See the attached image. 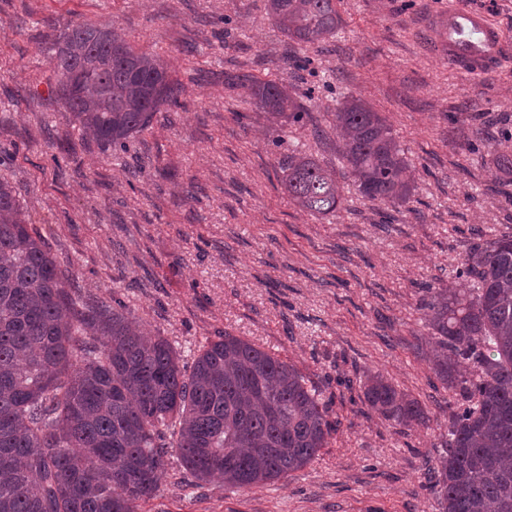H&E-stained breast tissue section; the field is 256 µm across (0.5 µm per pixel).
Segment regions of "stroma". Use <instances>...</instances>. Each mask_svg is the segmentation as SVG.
Masks as SVG:
<instances>
[{
	"label": "stroma",
	"instance_id": "stroma-1",
	"mask_svg": "<svg viewBox=\"0 0 512 512\" xmlns=\"http://www.w3.org/2000/svg\"><path fill=\"white\" fill-rule=\"evenodd\" d=\"M485 12L509 43L463 75L432 26L449 4ZM332 39L277 29L266 0H0V180L65 269L73 298L122 303L168 338L184 373L223 334L293 365L337 427L282 482L195 485L170 454L140 512H439L430 489L456 396L435 375L419 305L460 287L476 237L512 233V0H339ZM111 22L169 62L178 105L115 149L64 106L50 58L69 24ZM293 85L302 119L270 124L234 76ZM358 97L410 162V200L360 197L332 113ZM335 170L343 204L299 210L280 184L293 149ZM417 400L397 424L364 400L366 373Z\"/></svg>",
	"mask_w": 512,
	"mask_h": 512
}]
</instances>
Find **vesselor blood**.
Returning <instances> with one entry per match:
<instances>
[{"label":"vessel or blood","instance_id":"obj_1","mask_svg":"<svg viewBox=\"0 0 512 512\" xmlns=\"http://www.w3.org/2000/svg\"><path fill=\"white\" fill-rule=\"evenodd\" d=\"M437 32L449 62L460 72H485L495 68L503 56L506 38L481 12L450 7L440 19Z\"/></svg>","mask_w":512,"mask_h":512}]
</instances>
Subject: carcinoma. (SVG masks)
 I'll return each mask as SVG.
<instances>
[{
  "mask_svg": "<svg viewBox=\"0 0 512 512\" xmlns=\"http://www.w3.org/2000/svg\"><path fill=\"white\" fill-rule=\"evenodd\" d=\"M287 37L315 44L336 34V0H267ZM51 64L66 108L86 133L124 147L152 115L177 102L157 54L106 24L67 26ZM275 121L300 105L273 80L236 77ZM357 193L405 203L408 161L380 113L359 98L333 113ZM282 186L313 215L338 210L336 176L300 150L281 164ZM463 291L423 307L435 375L460 396L433 468L440 512H512V235L478 239ZM45 242L0 181V512H139L175 448L198 484L250 489L285 479L319 456L333 423L291 365L239 336L203 346L184 374L168 339L146 336L122 308L78 303ZM367 404L398 424L424 419L380 375Z\"/></svg>",
  "mask_w": 512,
  "mask_h": 512,
  "instance_id": "obj_1",
  "label": "carcinoma"
}]
</instances>
